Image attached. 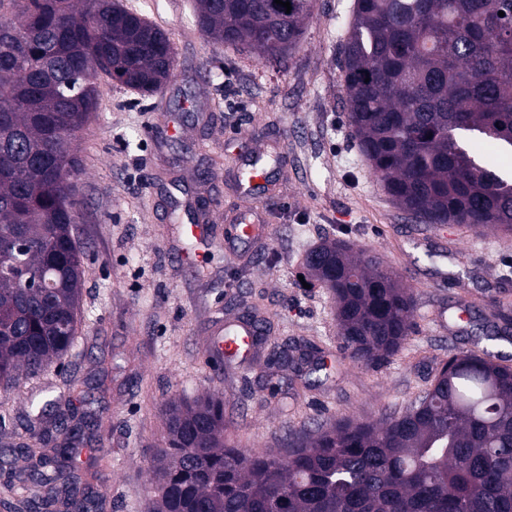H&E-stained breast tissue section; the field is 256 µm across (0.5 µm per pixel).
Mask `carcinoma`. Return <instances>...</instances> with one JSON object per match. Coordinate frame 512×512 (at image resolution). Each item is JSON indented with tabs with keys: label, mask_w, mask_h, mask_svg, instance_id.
<instances>
[{
	"label": "carcinoma",
	"mask_w": 512,
	"mask_h": 512,
	"mask_svg": "<svg viewBox=\"0 0 512 512\" xmlns=\"http://www.w3.org/2000/svg\"><path fill=\"white\" fill-rule=\"evenodd\" d=\"M208 38L267 60L297 51L314 0H195ZM504 12L499 16L498 12ZM339 66L360 149L391 199L425 224L512 233V177L470 150L512 153V0H353ZM175 76L165 31L123 0H0V385L37 379L75 349L84 251L76 193L79 135L98 81L151 95ZM336 302L340 348L361 367L397 354L414 331L413 293L376 256L327 240L305 258ZM32 401L25 442L0 447L9 512H107L83 479L62 400L93 402L86 379ZM149 469L151 512H512V367L461 351L400 413L341 419L288 453L224 437V399L172 402ZM54 420L64 440L35 430Z\"/></svg>",
	"instance_id": "cac0c4a2"
}]
</instances>
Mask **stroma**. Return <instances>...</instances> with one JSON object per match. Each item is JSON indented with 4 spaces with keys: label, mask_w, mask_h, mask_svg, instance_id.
I'll list each match as a JSON object with an SVG mask.
<instances>
[{
    "label": "stroma",
    "mask_w": 512,
    "mask_h": 512,
    "mask_svg": "<svg viewBox=\"0 0 512 512\" xmlns=\"http://www.w3.org/2000/svg\"><path fill=\"white\" fill-rule=\"evenodd\" d=\"M352 2L316 0L301 49L272 64L212 44L192 0H127L168 33L176 77L145 97L99 82L100 108L77 148L81 338L40 380L0 390L10 408L0 443L40 388L95 377L100 424L81 457L96 462L112 512H146L148 464L167 437L172 401L218 391L227 436L281 453L291 432L405 409L456 352L485 348L512 365V234L420 223L392 202L351 135L337 59ZM248 164L270 172L266 198L238 192ZM199 199L213 202L218 226L274 203L261 255L242 262L213 248L180 262L182 227L195 222ZM327 238L378 254L414 295L412 335L373 367L340 351L330 292L299 280L305 253ZM252 305L279 339L315 344L328 379L292 397L286 382H267L266 347L250 361L211 363L214 332ZM488 323L501 339L484 340Z\"/></svg>",
    "instance_id": "35a3bbf8"
}]
</instances>
